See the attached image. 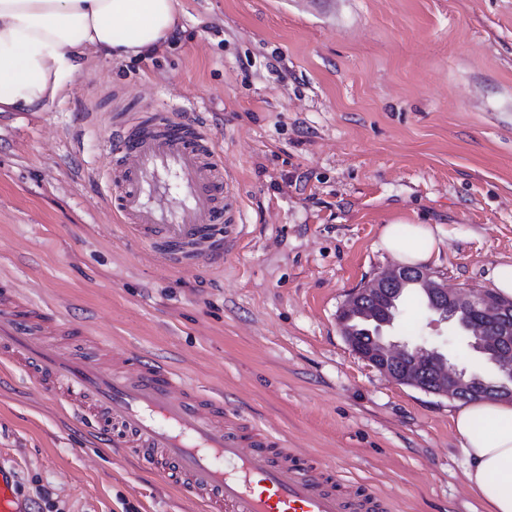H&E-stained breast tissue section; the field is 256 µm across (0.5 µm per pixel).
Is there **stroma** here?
<instances>
[{"label": "stroma", "instance_id": "35a3bbf8", "mask_svg": "<svg viewBox=\"0 0 512 512\" xmlns=\"http://www.w3.org/2000/svg\"><path fill=\"white\" fill-rule=\"evenodd\" d=\"M135 93L180 121L205 109L241 234L219 267L172 270L109 201L108 126ZM436 224L430 268L483 289L512 260V0H180L143 59L90 58L44 112H0V282L198 389L396 512H483L453 400L397 384L337 314L393 258L384 225ZM393 341L433 342L496 375L405 295ZM19 370L0 373V463L61 512H206L167 475L89 443Z\"/></svg>", "mask_w": 512, "mask_h": 512}]
</instances>
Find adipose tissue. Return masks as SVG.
<instances>
[{
	"instance_id": "adipose-tissue-1",
	"label": "adipose tissue",
	"mask_w": 512,
	"mask_h": 512,
	"mask_svg": "<svg viewBox=\"0 0 512 512\" xmlns=\"http://www.w3.org/2000/svg\"><path fill=\"white\" fill-rule=\"evenodd\" d=\"M177 0H0V112H42L88 54L127 60L163 46ZM444 244L439 227L388 224L378 246L423 266ZM466 484L485 512H512V401L462 400L450 416Z\"/></svg>"
}]
</instances>
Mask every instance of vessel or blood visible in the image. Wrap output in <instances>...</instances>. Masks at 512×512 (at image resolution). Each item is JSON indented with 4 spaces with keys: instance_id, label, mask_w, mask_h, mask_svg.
<instances>
[{
    "instance_id": "b4317fda",
    "label": "vessel or blood",
    "mask_w": 512,
    "mask_h": 512,
    "mask_svg": "<svg viewBox=\"0 0 512 512\" xmlns=\"http://www.w3.org/2000/svg\"><path fill=\"white\" fill-rule=\"evenodd\" d=\"M114 208L129 233L168 268L217 267L240 233V212L204 114L179 122L165 109L118 103L110 124ZM15 289H0V361L113 442L171 476L211 512H393L367 487L348 489L334 471L303 462L271 435L224 412L165 360L128 356L95 338V353L57 344L84 336ZM0 512H29L13 472L0 467Z\"/></svg>"
}]
</instances>
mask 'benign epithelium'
Masks as SVG:
<instances>
[{"instance_id":"1","label":"benign epithelium","mask_w":512,"mask_h":512,"mask_svg":"<svg viewBox=\"0 0 512 512\" xmlns=\"http://www.w3.org/2000/svg\"><path fill=\"white\" fill-rule=\"evenodd\" d=\"M438 301L431 312L442 321H452L459 314L472 319L492 317L495 322L468 328L475 340L468 348L483 354L497 371L498 381L457 369L436 346L409 345L380 337L377 349L362 351L350 329L352 317L359 315L368 299L380 301L387 292L404 287L409 277ZM339 325L347 345L368 365L380 370L397 384L409 385L438 396L458 399L471 395L486 397L491 386L501 398L512 400V301H505L488 291L460 292L447 281L423 268L394 267L381 272L352 292L339 316Z\"/></svg>"}]
</instances>
